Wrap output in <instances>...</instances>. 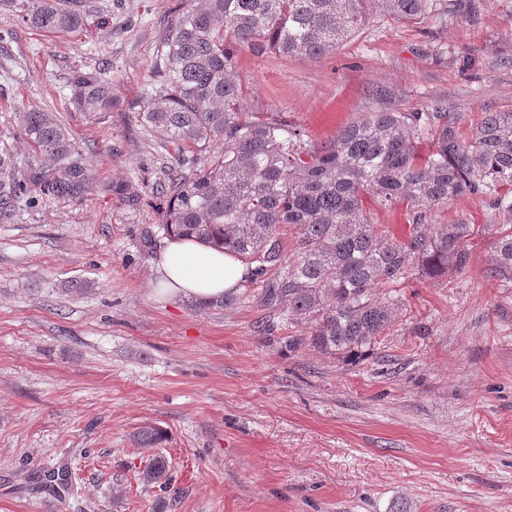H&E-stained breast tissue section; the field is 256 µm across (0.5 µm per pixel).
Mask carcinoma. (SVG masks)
<instances>
[{
	"mask_svg": "<svg viewBox=\"0 0 512 512\" xmlns=\"http://www.w3.org/2000/svg\"><path fill=\"white\" fill-rule=\"evenodd\" d=\"M377 2L396 23L469 13L473 0H188L172 16L157 49L156 91L141 123L177 150L205 162L187 177L171 168L161 186L166 207L158 229L192 235L232 254L263 279L268 306L286 305V318L306 326L307 343L322 355L356 357L389 330L399 286L414 276L439 278L467 266L471 224H444L439 212L463 194L492 199L505 223L486 277L512 283V108L489 107L469 137L446 112H369L321 145L298 128L243 107L234 50L319 59L364 25ZM24 21L46 32L78 29L83 13L64 0H15ZM70 90L83 112L116 105L102 72L77 70ZM37 154L30 185L47 196L82 200L92 170L67 129L44 110L19 113ZM426 138L424 154L418 141ZM222 146L214 153V146ZM409 208L410 233L402 240L375 223L365 205ZM292 236L294 255L286 249ZM160 428L148 425L134 442L154 447ZM169 463L155 457L141 473L148 485H168Z\"/></svg>",
	"mask_w": 512,
	"mask_h": 512,
	"instance_id": "obj_1",
	"label": "carcinoma"
}]
</instances>
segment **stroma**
Here are the masks:
<instances>
[{
    "label": "stroma",
    "mask_w": 512,
    "mask_h": 512,
    "mask_svg": "<svg viewBox=\"0 0 512 512\" xmlns=\"http://www.w3.org/2000/svg\"><path fill=\"white\" fill-rule=\"evenodd\" d=\"M184 2L83 0V26L50 34L0 0V184L37 163L28 109L53 111L94 178L84 200L34 188L0 217V512H512V285L485 276L501 222L489 198L443 211L479 230L468 265L401 285L357 362L290 347L305 327L260 285L206 307L154 289L156 186L202 164L138 120ZM78 69L111 78L112 111L73 108ZM236 70L246 110L315 142L375 109L436 103L467 129L512 107V0L420 24L376 11L324 58L243 51ZM71 280L90 288L67 293ZM148 424L158 447L132 441ZM158 455L177 497L140 478ZM61 471L67 485L48 481Z\"/></svg>",
    "instance_id": "obj_1"
}]
</instances>
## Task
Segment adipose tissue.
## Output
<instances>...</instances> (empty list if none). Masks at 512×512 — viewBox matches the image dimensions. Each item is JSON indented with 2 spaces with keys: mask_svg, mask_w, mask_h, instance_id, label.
Listing matches in <instances>:
<instances>
[{
  "mask_svg": "<svg viewBox=\"0 0 512 512\" xmlns=\"http://www.w3.org/2000/svg\"><path fill=\"white\" fill-rule=\"evenodd\" d=\"M156 266L160 293L200 302L222 298L248 274L247 267L235 257L178 235L168 239Z\"/></svg>",
  "mask_w": 512,
  "mask_h": 512,
  "instance_id": "ef3b65f1",
  "label": "adipose tissue"
}]
</instances>
